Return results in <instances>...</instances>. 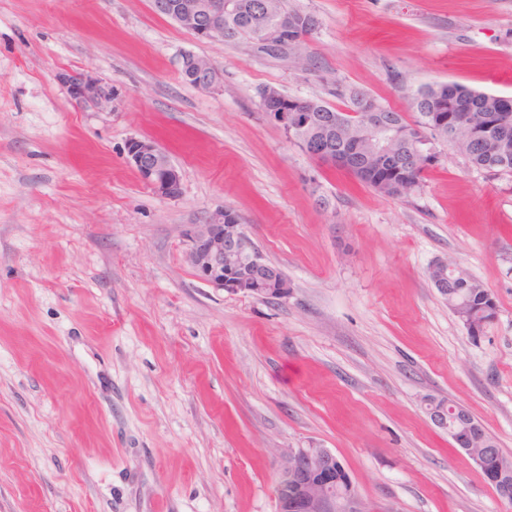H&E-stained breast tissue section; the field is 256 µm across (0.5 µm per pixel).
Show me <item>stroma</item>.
<instances>
[{
  "mask_svg": "<svg viewBox=\"0 0 512 512\" xmlns=\"http://www.w3.org/2000/svg\"><path fill=\"white\" fill-rule=\"evenodd\" d=\"M310 70L199 40L152 0H0V512H276L294 448L336 454L368 512H512L427 417L466 407L512 458V176L452 147L389 198L310 158L260 92L399 112L421 87L512 96V0H288ZM219 86L184 82V52ZM110 82L77 106L59 76ZM155 140L179 196L146 187ZM235 212L288 277L261 300L200 282L183 233ZM495 296L470 336L427 278ZM189 54L193 56L192 59L187 61L188 68L190 69V73L192 75L190 77L191 79L196 78V77H202L205 74L210 73V71L212 69L216 71L215 81L210 86H204V88L194 86L195 83L199 80L198 78L195 79V80H190L189 79L190 83L194 84L193 86L195 88L201 90V91L209 92V91L215 89L218 86V84L220 83V81H221V73H220V71L218 70V68L210 60H208L207 58L201 57L199 55H196L193 52H185L182 55V57H181L180 73H181L183 79L185 80L184 77L186 76L184 71H183V66H184L183 56H188ZM185 82H187V81L185 80ZM125 151L128 163L154 192L168 197L179 194L181 173L156 141L130 138Z\"/></svg>",
  "mask_w": 512,
  "mask_h": 512,
  "instance_id": "stroma-1",
  "label": "stroma"
}]
</instances>
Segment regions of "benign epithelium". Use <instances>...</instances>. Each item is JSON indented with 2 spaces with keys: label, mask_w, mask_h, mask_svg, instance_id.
Listing matches in <instances>:
<instances>
[{
  "label": "benign epithelium",
  "mask_w": 512,
  "mask_h": 512,
  "mask_svg": "<svg viewBox=\"0 0 512 512\" xmlns=\"http://www.w3.org/2000/svg\"><path fill=\"white\" fill-rule=\"evenodd\" d=\"M158 13L170 12L174 21L198 39H224V0H211L207 10L199 8L196 0H153ZM296 20L284 8L279 9L275 23L258 32L254 42L284 52L296 69L304 39L292 35ZM192 77H202L216 66L208 59L193 55L188 60ZM71 100L77 105L100 106L112 101V84L90 74L66 72L60 74ZM279 90L269 88L260 96L264 115L288 135L302 130L300 121L312 114L314 102L300 97L291 112L274 107ZM448 127L431 125L401 133L378 106L362 114L341 112L329 117V126L337 138L328 143L304 146V152L329 167L348 164V146L362 149L380 160L394 151L402 155L409 171L434 164L441 156L440 147L451 145L459 152L468 148L460 133L475 123L474 114L461 112L452 115ZM126 159L140 179L154 192L168 197L179 194L181 173L166 152L152 139L132 138L126 144ZM184 256L195 276L215 288L243 292L258 299H281L288 295L290 283L283 270L266 258L254 242L246 226L224 218V211L210 215L204 224H193L184 234ZM432 286L448 308L468 331H479L493 318L475 316L466 311L458 300V290L449 287L454 281L472 283L474 278L457 261L437 259L428 268ZM424 410L432 424L465 451L480 469L487 467L488 449L494 442L471 431L472 414L451 401L424 399ZM336 455L327 448H296L280 465L278 488H292L288 496L277 497V512H365L363 503L353 488L336 487ZM500 500L512 502V460L499 459L497 479Z\"/></svg>",
  "instance_id": "benign-epithelium-1"
}]
</instances>
